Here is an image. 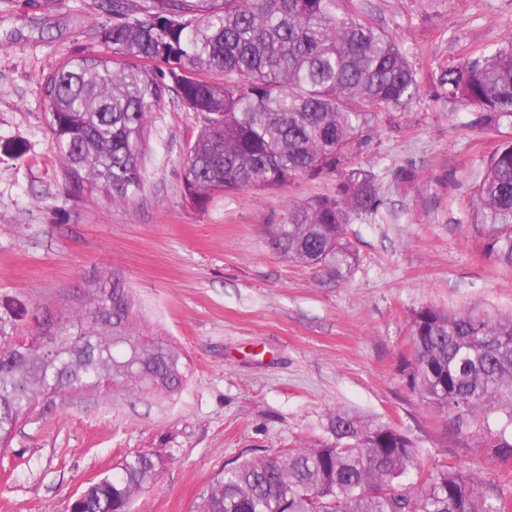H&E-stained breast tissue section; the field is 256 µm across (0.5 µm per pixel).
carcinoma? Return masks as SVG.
I'll use <instances>...</instances> for the list:
<instances>
[{
    "label": "carcinoma",
    "mask_w": 512,
    "mask_h": 512,
    "mask_svg": "<svg viewBox=\"0 0 512 512\" xmlns=\"http://www.w3.org/2000/svg\"><path fill=\"white\" fill-rule=\"evenodd\" d=\"M107 53L67 58L43 79L51 148L78 199L128 203L145 181L148 120L169 100L199 131L182 158L185 195L202 207L341 171L336 193L296 207L272 234L290 260L343 278L357 263L347 225L380 205L376 175L340 169L376 110L419 93L405 51L367 17V0H103ZM162 62L163 68H150ZM441 96L476 106L483 126H512V43L436 77ZM476 231L512 266V140L488 159L474 196ZM79 308L57 310L55 346L0 342V440L40 397L100 385L175 391L181 355L133 328L136 302L113 274ZM410 389L456 431L512 460V314L433 306L411 316ZM333 442L224 464L196 512H512L500 482L428 465L388 423L346 412ZM164 467L125 458L88 484L73 512H129Z\"/></svg>",
    "instance_id": "1"
}]
</instances>
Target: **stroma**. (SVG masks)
<instances>
[{"instance_id": "1", "label": "stroma", "mask_w": 512, "mask_h": 512, "mask_svg": "<svg viewBox=\"0 0 512 512\" xmlns=\"http://www.w3.org/2000/svg\"><path fill=\"white\" fill-rule=\"evenodd\" d=\"M100 3L0 0V336L28 339L37 307L115 272L135 294V330L175 346L185 378L172 393L42 397L0 445V512H67L88 483L140 452L165 466L130 512H195L224 463L330 442L339 410L393 424L427 463L512 488V462L456 432L409 389L404 366L414 310L512 311V267L472 226L479 176L512 127L485 128L477 108L436 94L444 69L512 43V0H371L421 87L409 105L381 111L348 156L376 174L381 206L349 224L358 261L336 279L270 244L293 208L334 192L335 178L195 207L181 167L199 124L175 103L151 117L138 199L67 193L42 81L101 49L112 17Z\"/></svg>"}]
</instances>
